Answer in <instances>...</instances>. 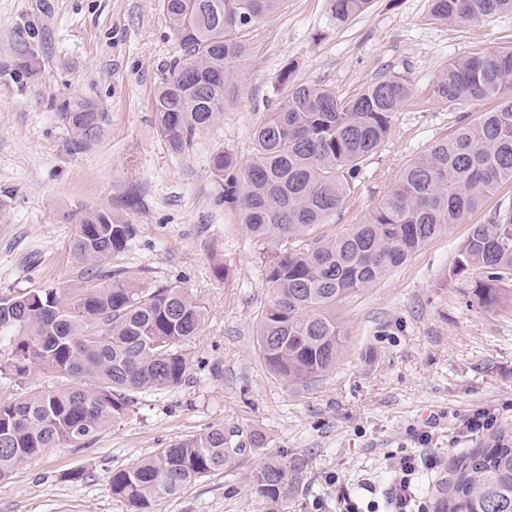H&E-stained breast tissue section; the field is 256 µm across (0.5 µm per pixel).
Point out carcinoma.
Returning a JSON list of instances; mask_svg holds the SVG:
<instances>
[{"label":"carcinoma","mask_w":512,"mask_h":512,"mask_svg":"<svg viewBox=\"0 0 512 512\" xmlns=\"http://www.w3.org/2000/svg\"><path fill=\"white\" fill-rule=\"evenodd\" d=\"M284 0H162L169 33L181 54L154 95L160 133L177 151L224 111L247 59L241 33L280 9ZM370 0H329V19L343 25ZM431 15L471 23L512 12V0H431ZM38 73L27 49L11 69L26 84ZM431 96L448 106L495 100L475 121L411 160L359 224L338 235L318 234L342 212L363 166L388 137L411 97L408 79L384 75L341 99L328 86L288 89L253 129L254 152L240 164L222 150L213 176L234 203L240 223L272 245L264 265L268 300L257 330L265 366L285 383H307L340 354L336 306L407 262L429 240L512 183V46L453 58L437 72ZM80 147L97 134L102 113L87 101L48 103ZM135 227L110 208L82 214L71 250L91 271L78 288L47 286L0 294V379L20 384L39 370L61 380L0 399V482L50 448H84L148 390L186 381V346L205 322V306L179 285L144 287L105 261L124 252ZM454 271H477L476 295L486 308L507 299L512 284V209L474 224ZM245 451L212 426L115 470L112 496L129 512H153L156 502L222 469ZM295 465L266 455L252 470L254 492L274 501L288 489ZM433 512H512V437L460 455L445 496Z\"/></svg>","instance_id":"1"}]
</instances>
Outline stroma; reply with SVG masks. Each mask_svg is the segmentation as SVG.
<instances>
[{"mask_svg": "<svg viewBox=\"0 0 512 512\" xmlns=\"http://www.w3.org/2000/svg\"><path fill=\"white\" fill-rule=\"evenodd\" d=\"M327 17L328 0H285L246 31L237 91L218 121L177 152L153 112L155 90L180 53L160 0H0V293L82 283L70 249L75 216L108 207L136 228L129 250L109 267L147 286L192 289L206 308L204 329L188 347L185 383L143 394L90 445L52 448L29 461L0 482V512H128L112 496V471L211 426L243 440L260 432L266 452L299 463L277 512H313V500L334 503L340 486L363 503L383 504L386 453L410 446V428L430 417L440 465L420 478L428 499L447 481L453 455L492 444L488 432L459 435L456 414L499 408L496 430L512 435V305L484 308L475 274L453 270L471 226L512 207V183L341 303L343 346L326 373L290 385L257 350L268 254L225 202L211 174L214 153L246 161L254 126L289 84L319 83L346 98L380 74L404 75L410 101L344 211L324 228L341 232L362 220L411 159L462 119L492 108L489 100L461 108L434 101L429 88L438 69L512 45V12L442 23L431 16L430 0H371L345 25ZM27 46L41 68L23 86L9 70ZM71 98L103 114L99 135L79 150L47 107ZM218 263L226 278L216 276ZM258 459L235 456L162 499L157 512H267L247 484ZM329 472L338 486L325 483Z\"/></svg>", "mask_w": 512, "mask_h": 512, "instance_id": "obj_1", "label": "stroma"}]
</instances>
